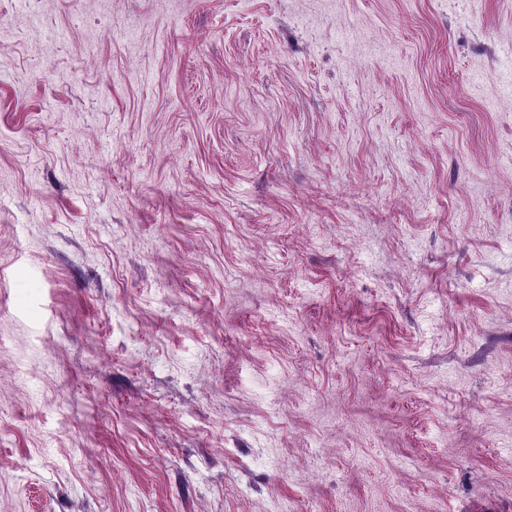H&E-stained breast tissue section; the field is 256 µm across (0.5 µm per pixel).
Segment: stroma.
Wrapping results in <instances>:
<instances>
[{"label":"stroma","instance_id":"1","mask_svg":"<svg viewBox=\"0 0 512 512\" xmlns=\"http://www.w3.org/2000/svg\"><path fill=\"white\" fill-rule=\"evenodd\" d=\"M0 512H512V0H0Z\"/></svg>","mask_w":512,"mask_h":512}]
</instances>
